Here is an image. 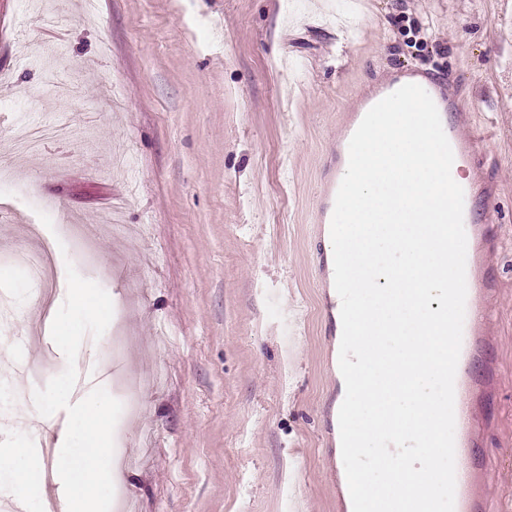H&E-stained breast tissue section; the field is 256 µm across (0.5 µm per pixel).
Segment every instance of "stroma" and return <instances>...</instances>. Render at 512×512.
Listing matches in <instances>:
<instances>
[{
  "label": "stroma",
  "instance_id": "1",
  "mask_svg": "<svg viewBox=\"0 0 512 512\" xmlns=\"http://www.w3.org/2000/svg\"><path fill=\"white\" fill-rule=\"evenodd\" d=\"M396 73L457 98L492 192L472 209L494 243L493 317L466 368L491 512H512V0H0V448L33 445L17 364L32 391L66 366L42 327L70 263L114 307L77 365L111 393L151 374L114 431L111 512H342L313 221L332 142ZM67 80L78 100L55 94ZM60 121L38 151L5 140ZM47 242L58 267L39 284L28 261Z\"/></svg>",
  "mask_w": 512,
  "mask_h": 512
}]
</instances>
